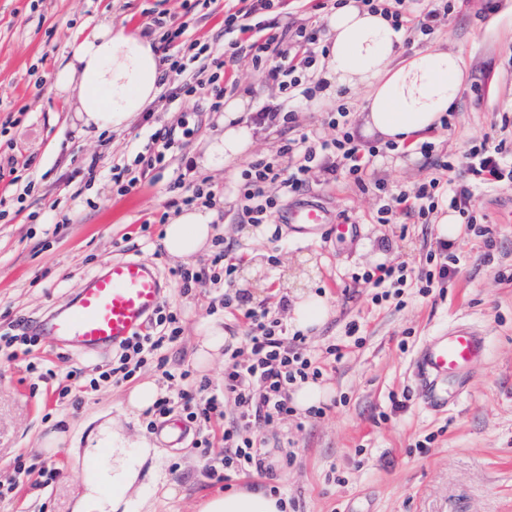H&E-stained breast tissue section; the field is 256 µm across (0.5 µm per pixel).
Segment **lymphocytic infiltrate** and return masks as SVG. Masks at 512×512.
Here are the masks:
<instances>
[{
    "mask_svg": "<svg viewBox=\"0 0 512 512\" xmlns=\"http://www.w3.org/2000/svg\"><path fill=\"white\" fill-rule=\"evenodd\" d=\"M373 9L391 16L396 29L414 28L426 33L432 30L443 13L449 12V0H415L412 12L401 11L404 0H361ZM281 0H224V31L231 39L223 49L200 45L198 52L205 66L235 69L248 61L266 79L278 84L281 93L292 104L291 111L268 103L255 113L256 126H285L295 119L300 108V86L304 71L315 66L325 54L317 29L307 25L275 30L269 16L279 9ZM379 153L374 145L362 143L352 132L350 114L338 109L326 127L287 139L278 154L253 160L241 177L244 181L240 207L242 223L257 226L271 224L281 201L304 195L316 178L325 182L341 179L366 188L369 165ZM439 173L419 183L414 189L388 188L376 182L379 207L376 221L391 223L397 212H411L421 223H428L440 199H447L458 212L469 236L484 237L489 233L475 208L477 194L505 179L512 180V140L486 136L470 147L463 158H438ZM460 258L453 242H437L424 263L417 266L398 264L379 266L375 270L353 274L373 288V304L400 298L405 289H417L427 296L435 289L446 288L456 275ZM237 263L227 250L217 249L210 270L191 272L174 269L173 275L183 284L209 283L222 308L234 301L230 288ZM246 316L249 331L244 346L226 345L224 383L213 388L209 383L191 379L189 371H181L180 388L160 396L151 411L153 420H161L182 408L185 418L198 430L195 446L201 456L210 453L209 427L214 417L223 415L226 401H233L238 415L224 431V468L233 472L261 469L263 460L249 431L261 424L279 422L292 414L290 392L299 383L318 379L327 358H341L339 345H328L318 354L306 345L301 334H287L279 318L269 311L250 310ZM178 319L173 314L156 313L145 333L113 351L112 366L103 379L120 382L131 378L145 361H153L157 369H165L167 354L180 337Z\"/></svg>",
    "mask_w": 512,
    "mask_h": 512,
    "instance_id": "obj_1",
    "label": "lymphocytic infiltrate"
}]
</instances>
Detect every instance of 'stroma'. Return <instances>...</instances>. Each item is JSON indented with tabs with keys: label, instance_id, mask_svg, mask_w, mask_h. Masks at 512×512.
<instances>
[{
	"label": "stroma",
	"instance_id": "1",
	"mask_svg": "<svg viewBox=\"0 0 512 512\" xmlns=\"http://www.w3.org/2000/svg\"><path fill=\"white\" fill-rule=\"evenodd\" d=\"M187 22L185 39L224 45V6L185 9L183 0H0V165L21 159L16 175L0 178V332H26L27 321L65 304L84 280L113 259L139 258L159 271L166 304L179 318L181 337L168 353L167 369L190 370L194 379L224 380V362L196 370L192 355L200 322L219 324L243 339L250 309L286 318L290 297L308 289L328 299L329 317L308 332L312 349L343 345L344 358L320 378L332 394L323 415L296 411L280 423L253 428L249 436L264 451L265 471L225 473L222 437L236 418L226 403L212 424L215 456L202 458L193 439L178 447L159 443L141 479L162 473L180 486L179 497L154 494L153 512H198L206 497L257 486L276 492L286 512H512V181L479 194L476 207L492 231V245L458 236L460 267L444 295L421 297L408 289L403 306H373L371 291L352 273L380 265L423 262L439 240L436 223L421 224L404 213L392 223L373 220L375 197L353 183L313 184L310 193L334 215L359 225V236L340 240L326 232L300 234L285 221L275 231L240 223L237 208L218 211L217 239L240 256L234 289L241 300L225 310L205 285L184 291L171 274L180 262L159 246L177 201L202 179L224 191L237 183L252 157L276 151L281 128L258 130L249 155L206 168L195 161L219 129L221 112L205 99L186 104L173 94L181 78L164 70L161 93L129 129L100 139L78 137L69 102L53 89L63 50L79 30L105 20L153 32L159 13ZM442 45L458 53L468 81L451 126L430 133L437 155L462 157L486 135L512 137V0H457L433 33L405 32L402 49ZM160 127L181 148L150 170L130 191H119L109 171L133 165L139 145ZM401 164L374 163L368 180L414 185L434 174L435 161L404 151ZM465 319L487 328L483 359L473 370L466 396L444 412L428 409L415 393L414 359L440 328ZM359 322L360 344L347 343L345 328ZM52 365L41 379L33 360ZM109 353L68 352L38 341L30 353L0 355V484L12 485L0 512H74L85 473L74 445H86L103 418L114 419L133 437L148 433L147 416L123 401L134 382L161 378L155 365L134 380L103 383L76 402L60 399L73 365L98 377ZM67 439L52 455L40 452L43 435ZM49 464L51 489L40 493L15 479L17 463Z\"/></svg>",
	"mask_w": 512,
	"mask_h": 512
}]
</instances>
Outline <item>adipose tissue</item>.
Here are the masks:
<instances>
[{
    "mask_svg": "<svg viewBox=\"0 0 512 512\" xmlns=\"http://www.w3.org/2000/svg\"><path fill=\"white\" fill-rule=\"evenodd\" d=\"M328 46L320 61L316 100L339 92H364L361 117L366 132L397 145H418L441 125L465 84L461 57L429 47L397 58L402 34L383 12L360 0H347L324 21ZM54 88L74 93L78 133L96 138L128 128L135 115L151 107L161 92L162 55L157 43L125 26L103 23L78 32L67 44ZM249 98L224 102L223 130L210 142L206 161L241 158L253 144ZM217 209L206 205L181 209L166 224L160 245L169 256L187 262L203 254L216 233ZM329 316L323 296L296 293L291 306L295 329L321 327ZM86 455L105 454L98 478L86 481L79 512H141L145 486L142 468L153 454L147 440H130L113 421L100 423L88 439ZM201 512H285L278 497L263 491H235L207 499Z\"/></svg>",
    "mask_w": 512,
    "mask_h": 512,
    "instance_id": "adipose-tissue-1",
    "label": "adipose tissue"
}]
</instances>
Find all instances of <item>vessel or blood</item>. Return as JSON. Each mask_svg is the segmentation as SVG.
<instances>
[{"mask_svg": "<svg viewBox=\"0 0 512 512\" xmlns=\"http://www.w3.org/2000/svg\"><path fill=\"white\" fill-rule=\"evenodd\" d=\"M287 221L303 231L325 227L341 239L359 231L355 224L332 223L328 211L315 202L289 209ZM162 302L163 288L155 266L138 259L113 260L101 273L89 277L64 306L31 321L29 328L53 346L98 354L144 331ZM486 348V331L463 319L423 344L415 365L428 409L440 411L458 402ZM188 433V426L174 418L155 429L156 436L175 444Z\"/></svg>", "mask_w": 512, "mask_h": 512, "instance_id": "vessel-or-blood-1", "label": "vessel or blood"}]
</instances>
